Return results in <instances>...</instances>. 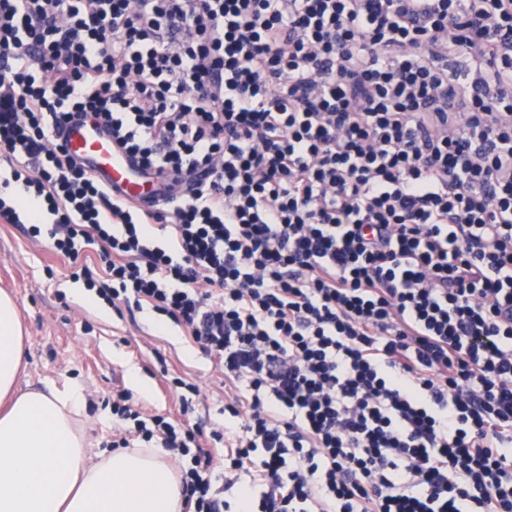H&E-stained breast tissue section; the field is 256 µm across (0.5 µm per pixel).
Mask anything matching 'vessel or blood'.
Instances as JSON below:
<instances>
[{"label": "vessel or blood", "mask_w": 512, "mask_h": 512, "mask_svg": "<svg viewBox=\"0 0 512 512\" xmlns=\"http://www.w3.org/2000/svg\"><path fill=\"white\" fill-rule=\"evenodd\" d=\"M61 144L69 155L87 162L107 185L119 187L136 201L152 199L151 186L135 176L128 159L116 152L111 137L91 118L70 123Z\"/></svg>", "instance_id": "b4317fda"}]
</instances>
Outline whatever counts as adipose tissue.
<instances>
[{"mask_svg":"<svg viewBox=\"0 0 512 512\" xmlns=\"http://www.w3.org/2000/svg\"><path fill=\"white\" fill-rule=\"evenodd\" d=\"M23 328L0 292V512H181L183 493L154 449L91 455L73 426L81 389L17 392Z\"/></svg>","mask_w":512,"mask_h":512,"instance_id":"adipose-tissue-1","label":"adipose tissue"}]
</instances>
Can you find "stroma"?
<instances>
[{"instance_id": "obj_1", "label": "stroma", "mask_w": 512, "mask_h": 512, "mask_svg": "<svg viewBox=\"0 0 512 512\" xmlns=\"http://www.w3.org/2000/svg\"><path fill=\"white\" fill-rule=\"evenodd\" d=\"M69 270V259L51 250L47 236L31 237L24 224L0 223V290L14 298L25 330L19 389L81 388L85 410L76 426L94 454L111 448L124 428L112 414V396L128 388L132 368L150 387L138 399L145 414L200 427L209 448L212 431L239 435L224 404L246 396L243 384L225 378L182 327L151 308H86L74 295L78 283ZM176 377L198 388L191 413L182 411L183 392L171 384Z\"/></svg>"}]
</instances>
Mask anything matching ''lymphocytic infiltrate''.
I'll use <instances>...</instances> for the list:
<instances>
[{
	"mask_svg": "<svg viewBox=\"0 0 512 512\" xmlns=\"http://www.w3.org/2000/svg\"><path fill=\"white\" fill-rule=\"evenodd\" d=\"M84 115L153 202L61 147ZM3 167L0 222L248 388L259 512H512V0H0ZM112 413L224 512L198 431Z\"/></svg>",
	"mask_w": 512,
	"mask_h": 512,
	"instance_id": "f902f5d3",
	"label": "lymphocytic infiltrate"
}]
</instances>
